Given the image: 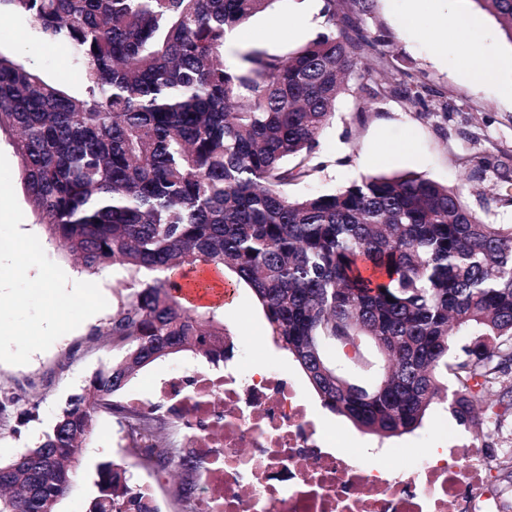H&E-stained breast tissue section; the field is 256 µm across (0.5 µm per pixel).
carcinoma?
<instances>
[{
	"label": "carcinoma",
	"mask_w": 512,
	"mask_h": 512,
	"mask_svg": "<svg viewBox=\"0 0 512 512\" xmlns=\"http://www.w3.org/2000/svg\"><path fill=\"white\" fill-rule=\"evenodd\" d=\"M277 0H0V26L26 12L67 44L87 83L76 97L0 52V131L9 135L38 223L87 271L126 268L132 282L96 335L118 356L72 395L51 432L0 462V512H52L70 489L98 409L123 418L140 467L183 480L200 460L169 447L163 420L128 414L114 396L149 364L183 351L230 357L219 306H195L182 277L229 270L254 292L274 342L324 406L370 432L418 428L437 400L479 438L512 409V224H487L459 193L417 175L373 176L332 194L282 188L324 168L317 148L337 99L368 50L336 0L326 31L284 55L251 47L229 65L227 34ZM512 42V0H474ZM434 111L417 84L377 85ZM478 340L448 362L455 336ZM356 378L351 364L372 368ZM445 369L454 389L439 379ZM495 486L512 487V459ZM88 512H152L118 463L100 467Z\"/></svg>",
	"instance_id": "1"
}]
</instances>
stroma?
Wrapping results in <instances>:
<instances>
[{"label":"stroma","instance_id":"1","mask_svg":"<svg viewBox=\"0 0 512 512\" xmlns=\"http://www.w3.org/2000/svg\"><path fill=\"white\" fill-rule=\"evenodd\" d=\"M317 0H275L271 10L237 29L224 48L227 64H235L240 52L258 46L273 54L295 51L317 37L323 24L312 10ZM464 11L465 32L442 24L441 18ZM356 27L368 35H384L387 57L368 53L365 66L351 78L352 92L336 102L335 115L320 139L318 155L325 167L313 177L285 186L292 198L330 194L370 176L414 173L448 185L486 223L512 224V182L498 179L494 166H512V42L497 20L473 0H369L367 11H350ZM497 58L496 80L474 88L465 62L471 50ZM0 51L19 57L36 68L49 83L69 94L85 91L83 71L73 62L68 46L44 41L34 21L25 14L0 27ZM399 84L415 79L425 82L452 107L448 117L422 114L399 96L367 102L362 86L381 79ZM0 152L9 161L17 201L24 222L47 255L69 281L97 283L108 302L107 309L85 320L77 329L57 339L44 352L34 353L28 364L0 363V394L9 403L0 419V461L7 462L49 432L71 395L83 392L91 376L114 353L96 340L124 295L125 273L105 267L86 271L58 250L43 225L37 224L26 200L21 164L7 134L0 132ZM487 157L492 165L483 178L470 175L472 157ZM224 323L233 336L248 337L262 352L260 366L279 370L284 381L294 384L310 407L316 429L349 439L354 447L382 450L391 464H398L399 449L440 443L444 432L467 439V425L453 416L445 404L432 405L421 427L413 433L387 438L358 428L347 418L325 408L300 366L279 349L270 337L268 323L252 290L240 286L232 301L222 304ZM207 361L193 352L156 361L135 375L129 389L151 394L152 382L171 367L185 374L205 368ZM118 424L111 415H98L94 431L78 457L75 479L54 512H87L97 495L98 469L106 462H120L112 437Z\"/></svg>","mask_w":512,"mask_h":512}]
</instances>
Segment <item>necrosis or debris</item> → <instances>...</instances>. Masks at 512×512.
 I'll return each instance as SVG.
<instances>
[{
	"label": "necrosis or debris",
	"instance_id": "necrosis-or-debris-1",
	"mask_svg": "<svg viewBox=\"0 0 512 512\" xmlns=\"http://www.w3.org/2000/svg\"><path fill=\"white\" fill-rule=\"evenodd\" d=\"M156 401L126 403L163 418L201 457L194 512H512L487 488L488 458L446 436L406 452L396 470L319 436L297 391L265 368L202 369L160 378Z\"/></svg>",
	"mask_w": 512,
	"mask_h": 512
}]
</instances>
